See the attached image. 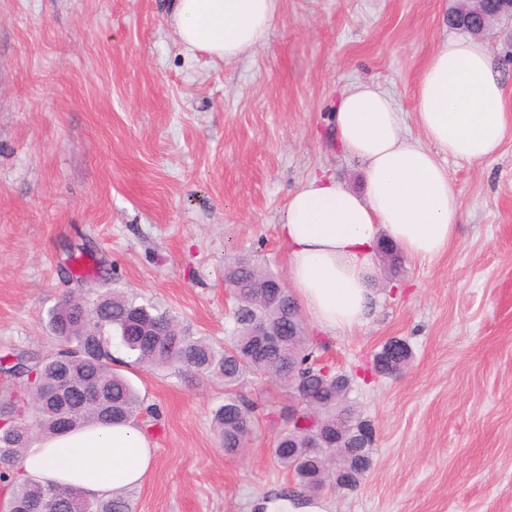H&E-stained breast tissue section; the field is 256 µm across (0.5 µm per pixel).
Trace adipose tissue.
<instances>
[{"mask_svg": "<svg viewBox=\"0 0 512 512\" xmlns=\"http://www.w3.org/2000/svg\"><path fill=\"white\" fill-rule=\"evenodd\" d=\"M280 0H174L171 25L182 44L231 61L267 36ZM423 140L402 135L392 97L360 83L336 110L342 150L364 164L362 189L323 170L287 202L279 237L291 284L314 324L350 332L368 320L374 256L380 241L430 262L458 231L459 193L446 159L480 163L498 154L512 130L505 86L486 42L448 38L415 86ZM155 464L153 446L135 423L92 425L37 442L22 476L71 486L90 496L140 486Z\"/></svg>", "mask_w": 512, "mask_h": 512, "instance_id": "1", "label": "adipose tissue"}]
</instances>
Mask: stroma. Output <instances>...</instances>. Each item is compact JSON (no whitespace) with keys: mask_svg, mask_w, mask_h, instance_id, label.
Returning <instances> with one entry per match:
<instances>
[{"mask_svg":"<svg viewBox=\"0 0 512 512\" xmlns=\"http://www.w3.org/2000/svg\"><path fill=\"white\" fill-rule=\"evenodd\" d=\"M455 4L281 0L264 42L223 62L184 48L172 0H0V357L53 353L49 311L112 290L224 343L234 259L289 277V194L322 169L362 187L334 135L342 92L379 86L420 137L416 82L454 35ZM447 166L460 195L447 252L402 258L391 281L377 269L369 321L325 336L349 373L393 339L413 353L398 376L355 381L373 466L356 490L324 492L333 512H512V132L497 158ZM112 353L156 458L126 493L132 512H251L295 491L271 449L299 407L277 386L239 385L255 429L228 456L213 431L223 385Z\"/></svg>","mask_w":512,"mask_h":512,"instance_id":"stroma-1","label":"stroma"}]
</instances>
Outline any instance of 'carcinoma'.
I'll use <instances>...</instances> for the list:
<instances>
[{
    "instance_id": "1",
    "label": "carcinoma",
    "mask_w": 512,
    "mask_h": 512,
    "mask_svg": "<svg viewBox=\"0 0 512 512\" xmlns=\"http://www.w3.org/2000/svg\"><path fill=\"white\" fill-rule=\"evenodd\" d=\"M275 278L270 270L240 258L228 269L225 282L235 301L229 342L221 345L196 336L174 316L134 297L115 292L100 317L81 319L82 299L69 296L49 312V326L58 342L56 352L40 358L14 355L5 367L24 380L0 391V480L11 487L14 512H28L27 504L46 494L41 512H130L121 493L90 499L71 487H48L35 481L17 483L13 473L40 438L57 435L55 411L49 402L58 365L68 364L77 382L100 380L112 397V417L86 407L72 417L70 428L90 424H119L133 420L141 401L130 381L112 369V335L136 354L138 364L150 369H173L224 384V403L214 412L213 428L224 453L243 452L254 431L255 405L235 392L248 376L276 384L303 406L277 436L271 453L277 465L302 489L316 495L326 488L352 491L372 466L374 440L365 436L366 425L350 404L352 379L319 363L328 348L320 336L310 334L301 312L288 321L284 306L260 286ZM264 323L281 334V345L265 349L254 336V325ZM408 346L394 351L383 346L374 362L384 376L400 372L410 360Z\"/></svg>"
}]
</instances>
